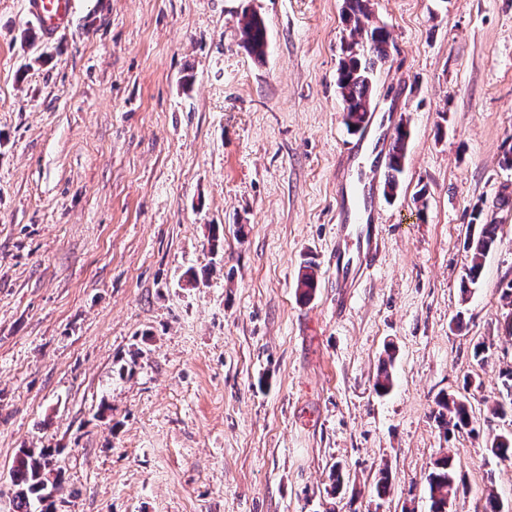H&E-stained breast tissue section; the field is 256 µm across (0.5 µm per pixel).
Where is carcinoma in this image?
Segmentation results:
<instances>
[{
    "label": "carcinoma",
    "instance_id": "carcinoma-1",
    "mask_svg": "<svg viewBox=\"0 0 512 512\" xmlns=\"http://www.w3.org/2000/svg\"><path fill=\"white\" fill-rule=\"evenodd\" d=\"M371 0H343V20L349 28L350 41L342 49L337 74V88L341 99L343 120L348 131L353 133L365 129L372 112L373 77L377 67L390 57L389 31L372 23ZM242 44L256 57L265 54L267 45L263 21L254 13H245L241 26ZM408 130L400 125L393 137L388 155L385 189L392 196L399 187V175L403 171L406 156ZM509 198L501 196L487 208L475 210L474 220L479 222L478 235H468L465 243L470 260L463 276L464 286L477 284L482 262L494 246L499 225L496 210L508 204ZM439 418L445 432L466 429L470 417L466 405L454 398L444 397L438 401ZM57 448L20 449L10 473L13 495L11 512H56L52 493L57 480L50 481L49 462L55 459ZM491 454L500 460L512 459V434L495 436L490 445ZM431 512H448L452 495L456 494L455 477L451 459L443 457L434 464L428 475Z\"/></svg>",
    "mask_w": 512,
    "mask_h": 512
}]
</instances>
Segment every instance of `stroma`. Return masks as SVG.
I'll return each instance as SVG.
<instances>
[{"instance_id": "stroma-1", "label": "stroma", "mask_w": 512, "mask_h": 512, "mask_svg": "<svg viewBox=\"0 0 512 512\" xmlns=\"http://www.w3.org/2000/svg\"><path fill=\"white\" fill-rule=\"evenodd\" d=\"M342 4L74 0L42 42L25 0H0V505L18 450L56 448L59 512H430L445 455L448 512L491 493L512 512V462L489 451L512 432L491 412L512 206L461 288L476 208L512 188V0H372L393 46L368 139L410 136L340 313L337 195L370 175L342 161ZM446 394L467 429L438 425ZM242 44L256 57L265 54L267 45L263 21L255 13H244L241 26ZM431 512H448L452 495L456 494L455 477L449 457H443L434 464V470L428 475Z\"/></svg>"}]
</instances>
